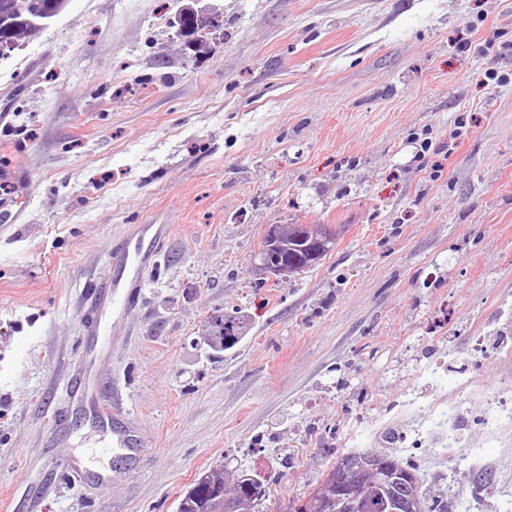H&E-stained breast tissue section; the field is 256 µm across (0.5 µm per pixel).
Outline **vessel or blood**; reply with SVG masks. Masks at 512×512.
I'll list each match as a JSON object with an SVG mask.
<instances>
[{
	"label": "vessel or blood",
	"instance_id": "vessel-or-blood-1",
	"mask_svg": "<svg viewBox=\"0 0 512 512\" xmlns=\"http://www.w3.org/2000/svg\"><path fill=\"white\" fill-rule=\"evenodd\" d=\"M0 184L7 189L6 196H0V224L23 223L20 202L35 187L33 174L19 162L0 169ZM168 232L165 224L132 225L125 237L112 244L111 279L90 282L84 293L85 333L68 379L69 399L72 409L96 419L115 450L136 447L138 430L131 419L102 404L97 365L111 334L122 330L128 307L141 301L146 274L158 264Z\"/></svg>",
	"mask_w": 512,
	"mask_h": 512
}]
</instances>
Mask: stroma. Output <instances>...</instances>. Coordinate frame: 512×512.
I'll return each instance as SVG.
<instances>
[{"mask_svg":"<svg viewBox=\"0 0 512 512\" xmlns=\"http://www.w3.org/2000/svg\"><path fill=\"white\" fill-rule=\"evenodd\" d=\"M196 5L217 21L200 57L178 0H70L0 60L36 178L26 223L0 224V500L176 512L221 466L283 512L369 450L428 504L512 512V0ZM130 224L171 227L98 367L133 457L55 433L83 288ZM273 224L336 244L278 282L252 261ZM222 315L239 338L215 349ZM78 454L117 480L72 477Z\"/></svg>","mask_w":512,"mask_h":512,"instance_id":"obj_1","label":"stroma"}]
</instances>
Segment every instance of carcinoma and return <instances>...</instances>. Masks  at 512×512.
I'll list each match as a JSON object with an SVG mask.
<instances>
[{"label":"carcinoma","instance_id":"carcinoma-1","mask_svg":"<svg viewBox=\"0 0 512 512\" xmlns=\"http://www.w3.org/2000/svg\"><path fill=\"white\" fill-rule=\"evenodd\" d=\"M70 0H0V59L4 52L38 37L32 23L50 25L66 11ZM178 18L184 31L191 34L198 26L199 13L192 4L180 6ZM277 243L262 240L257 258L288 265V272L311 269L307 254L311 249V232L307 224L278 225ZM231 319H211L213 338L220 344L234 339L229 331ZM364 466L349 474L344 481H329L337 475V466L327 471L321 484L308 493V498L293 502L286 512H437L428 505L420 491L421 478L411 467L395 456L368 450L352 451ZM269 492L259 480L240 476L233 485L224 480V469L205 472L188 487L177 505V512H258L259 502Z\"/></svg>","mask_w":512,"mask_h":512}]
</instances>
